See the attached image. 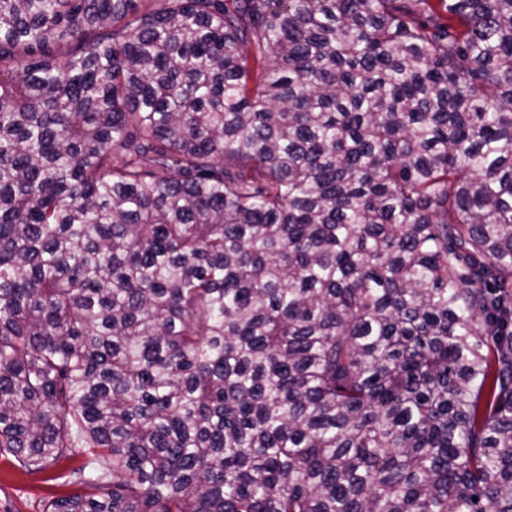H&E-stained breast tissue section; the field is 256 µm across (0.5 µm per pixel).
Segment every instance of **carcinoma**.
<instances>
[{
	"mask_svg": "<svg viewBox=\"0 0 512 512\" xmlns=\"http://www.w3.org/2000/svg\"><path fill=\"white\" fill-rule=\"evenodd\" d=\"M0 458L512 512V0H0Z\"/></svg>",
	"mask_w": 512,
	"mask_h": 512,
	"instance_id": "cac0c4a2",
	"label": "carcinoma"
}]
</instances>
